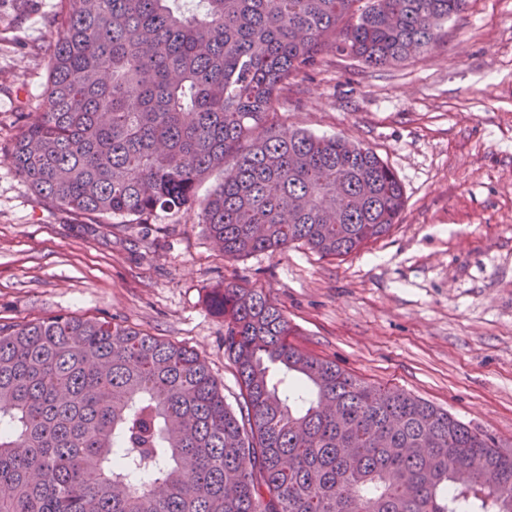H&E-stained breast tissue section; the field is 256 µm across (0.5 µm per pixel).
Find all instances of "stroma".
Here are the masks:
<instances>
[{"label":"stroma","instance_id":"35a3bbf8","mask_svg":"<svg viewBox=\"0 0 512 512\" xmlns=\"http://www.w3.org/2000/svg\"><path fill=\"white\" fill-rule=\"evenodd\" d=\"M58 3L22 13L0 0V323L67 314L132 327L198 353L231 403L224 319L207 294L234 281L283 310L293 346L512 442V0H469L401 63L330 53L290 79L282 129L373 150L405 208L343 258L296 243L235 260L196 216L104 221L39 201L15 173L7 149L39 110Z\"/></svg>","mask_w":512,"mask_h":512}]
</instances>
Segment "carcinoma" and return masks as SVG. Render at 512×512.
I'll list each match as a JSON object with an SVG mask.
<instances>
[{"mask_svg":"<svg viewBox=\"0 0 512 512\" xmlns=\"http://www.w3.org/2000/svg\"><path fill=\"white\" fill-rule=\"evenodd\" d=\"M356 2L60 0L43 111L11 164L58 209L192 213L228 259L357 253L399 223L401 182L368 148L284 134L279 94L328 51L403 61L467 0ZM210 302L235 406L196 352L133 328L0 325V512H512L495 436L291 345L261 290L224 283Z\"/></svg>","mask_w":512,"mask_h":512,"instance_id":"carcinoma-1","label":"carcinoma"}]
</instances>
